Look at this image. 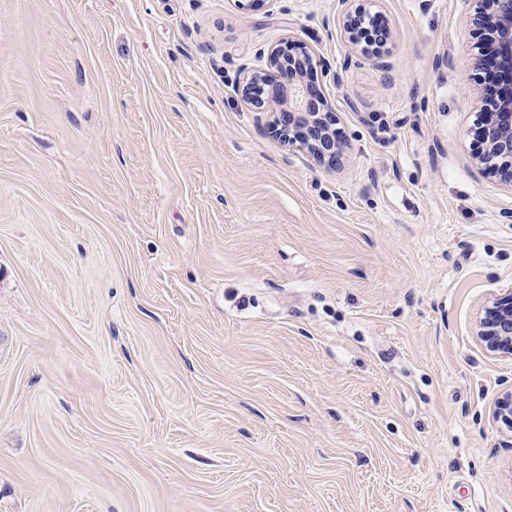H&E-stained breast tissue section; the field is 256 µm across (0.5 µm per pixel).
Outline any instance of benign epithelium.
<instances>
[{
    "instance_id": "obj_1",
    "label": "benign epithelium",
    "mask_w": 512,
    "mask_h": 512,
    "mask_svg": "<svg viewBox=\"0 0 512 512\" xmlns=\"http://www.w3.org/2000/svg\"><path fill=\"white\" fill-rule=\"evenodd\" d=\"M492 5L493 18L483 16L479 21L483 26L494 21L500 61L512 71V0H492ZM318 68L338 82V74H330L305 43L290 36L268 49L263 68H242L240 92L256 110L270 114L269 129L284 145L297 146L317 166L336 170L342 167L348 146L338 136L337 116L326 95L311 80ZM474 141V163L512 191V84L499 111L476 113ZM474 336L488 353L512 357V289L483 305ZM491 415L512 432V389L496 399Z\"/></svg>"
}]
</instances>
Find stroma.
<instances>
[{"label":"stroma","mask_w":512,"mask_h":512,"mask_svg":"<svg viewBox=\"0 0 512 512\" xmlns=\"http://www.w3.org/2000/svg\"><path fill=\"white\" fill-rule=\"evenodd\" d=\"M0 0V512H512V191L474 0ZM296 37L343 169L238 90ZM357 13H359V9H356L354 13H352L349 10H346V8L344 9V27L346 26L348 30H350V39L355 46L361 44L362 42H366V44H369L367 40L376 41L381 38V34L384 35V29L386 27L381 25L375 17H366L363 14H361L355 18V25L359 32L362 34V36L365 38L363 41L361 35L356 31H352L350 27L351 19ZM474 163L512 191V84L499 112H476ZM474 336L491 355L512 357V289L486 302L476 317ZM491 415L494 421L501 423L509 432H512V389L496 399Z\"/></svg>","instance_id":"35a3bbf8"}]
</instances>
